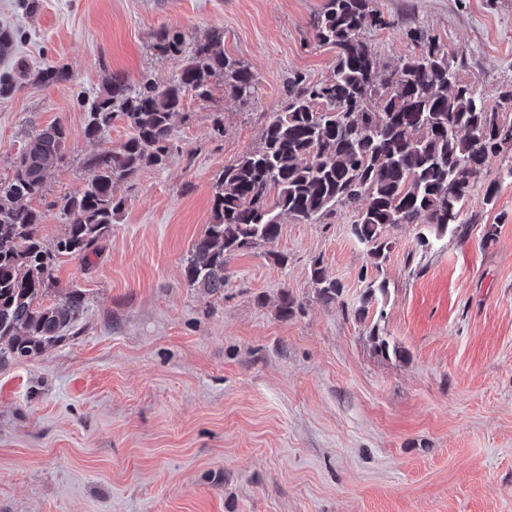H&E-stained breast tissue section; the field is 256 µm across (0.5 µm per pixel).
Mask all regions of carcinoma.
Wrapping results in <instances>:
<instances>
[{
  "mask_svg": "<svg viewBox=\"0 0 512 512\" xmlns=\"http://www.w3.org/2000/svg\"><path fill=\"white\" fill-rule=\"evenodd\" d=\"M387 25L374 0H326L312 31L318 44L336 48L332 72L316 82L288 79L260 146L224 166L213 188L211 224L183 268L191 285L206 294L223 290L229 258L274 242L284 215L312 224L345 209L354 215L351 235L375 270L355 309L363 321L388 294L382 272L394 245L389 229L419 225L417 240L426 249L466 223L472 189L488 157L502 149L501 132L512 128V117L498 112L512 103V90L498 92V103L489 106L478 84L460 79L459 65L438 41L416 28L407 33L416 50L391 69L380 67L361 34ZM185 44L177 31L156 37L157 55L185 58L167 84L113 75L87 104L88 139L102 138L117 121L131 136L116 150L87 155L86 186L52 201L65 221L54 245L38 236L43 214L29 202L44 200L48 175L65 159L66 127L56 122L36 133L13 162L11 178L0 181V366L38 354L74 328L86 308L81 290L50 305L39 302L56 259L86 260L99 252L125 206L116 186L145 166L166 164L173 119L187 117L186 96L210 102L217 89L239 103L255 96V74L224 55L222 33L195 41L188 51ZM22 76L44 86L70 81L57 66ZM310 277L320 301L332 303L342 293L318 259Z\"/></svg>",
  "mask_w": 512,
  "mask_h": 512,
  "instance_id": "carcinoma-1",
  "label": "carcinoma"
}]
</instances>
